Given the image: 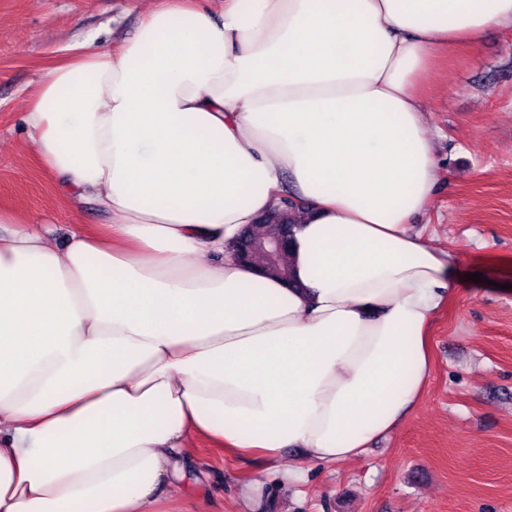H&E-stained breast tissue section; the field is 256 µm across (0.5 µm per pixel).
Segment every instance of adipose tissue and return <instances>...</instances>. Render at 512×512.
<instances>
[{
	"label": "adipose tissue",
	"mask_w": 512,
	"mask_h": 512,
	"mask_svg": "<svg viewBox=\"0 0 512 512\" xmlns=\"http://www.w3.org/2000/svg\"><path fill=\"white\" fill-rule=\"evenodd\" d=\"M510 25L512 0H163L73 44L23 122L109 221L61 248L0 210V512L183 501L199 438L296 482L394 431L458 282L411 227L438 181L419 84ZM287 190L293 288L230 252Z\"/></svg>",
	"instance_id": "obj_1"
}]
</instances>
